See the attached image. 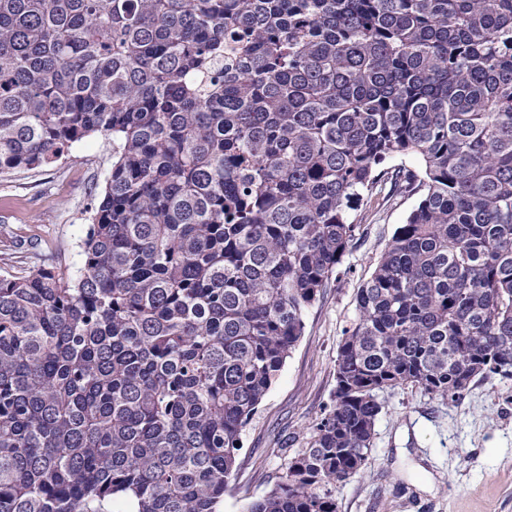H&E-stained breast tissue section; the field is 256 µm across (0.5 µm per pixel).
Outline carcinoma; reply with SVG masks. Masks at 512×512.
<instances>
[{
    "instance_id": "obj_1",
    "label": "carcinoma",
    "mask_w": 512,
    "mask_h": 512,
    "mask_svg": "<svg viewBox=\"0 0 512 512\" xmlns=\"http://www.w3.org/2000/svg\"><path fill=\"white\" fill-rule=\"evenodd\" d=\"M96 133L79 276L0 275V512H219L387 188L419 201L249 512H336L379 392L512 380V0H0V173Z\"/></svg>"
}]
</instances>
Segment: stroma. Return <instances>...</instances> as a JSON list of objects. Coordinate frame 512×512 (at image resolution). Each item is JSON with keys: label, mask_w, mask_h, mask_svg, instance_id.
Returning a JSON list of instances; mask_svg holds the SVG:
<instances>
[{"label": "stroma", "mask_w": 512, "mask_h": 512, "mask_svg": "<svg viewBox=\"0 0 512 512\" xmlns=\"http://www.w3.org/2000/svg\"><path fill=\"white\" fill-rule=\"evenodd\" d=\"M112 141L93 134L49 167L0 174V242L13 248L0 275L52 265L70 275L112 169ZM416 197L378 200L359 212L360 235L338 279L309 308L303 336L245 428L220 512H248L307 447L329 409L343 332L369 278ZM367 471L337 485L336 512H512V381L474 384L448 404L412 386L380 392Z\"/></svg>", "instance_id": "35a3bbf8"}]
</instances>
